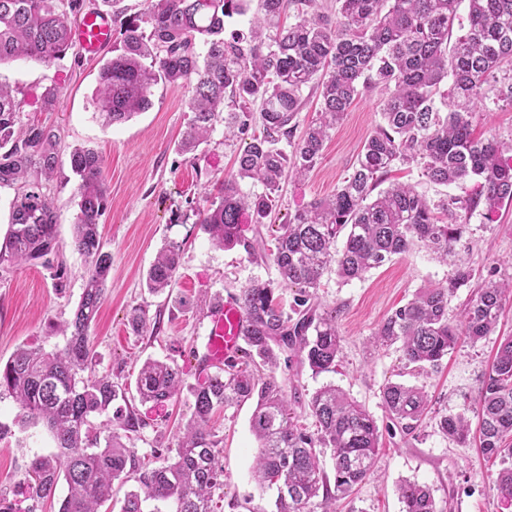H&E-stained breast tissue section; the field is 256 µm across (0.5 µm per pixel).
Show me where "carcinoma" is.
I'll return each mask as SVG.
<instances>
[{
    "instance_id": "obj_1",
    "label": "carcinoma",
    "mask_w": 512,
    "mask_h": 512,
    "mask_svg": "<svg viewBox=\"0 0 512 512\" xmlns=\"http://www.w3.org/2000/svg\"><path fill=\"white\" fill-rule=\"evenodd\" d=\"M463 1L464 24L458 14ZM101 2L112 11L121 42L120 53L100 69L96 89L107 122L122 124L144 111L152 87L163 81L191 87L192 118L181 151L207 142L221 116L226 139L254 131L236 170L207 194L200 213L202 229L219 247L259 255L262 227L282 181L307 176L329 131L362 91H380L383 123L331 198L310 203L272 230L273 262L281 281L295 289L293 305L285 310L264 282L239 291L245 361L225 363L196 381L194 411L175 455L151 468L141 466L118 432L103 436L93 426V418L124 396L111 376L92 370L89 343L112 268L99 233L108 188L103 157L87 147L71 151L78 207L73 244L89 269L72 317L56 326L66 345L56 352L22 347L0 366V394L14 399L22 422L43 425L55 443V451L31 461L25 500L49 498L63 482L59 512H101L112 500L114 481L132 472L138 487L120 512H145L149 500L167 504L166 512H216L224 500V464L211 414L254 399L250 428L261 450L253 473L260 488L276 490V512H332L333 502L372 474L378 426L362 405L329 384L307 402L315 421V430L307 431L275 369L284 355L315 376L336 372L342 352L336 308L316 302L331 265L344 282L361 279L416 241L446 262L458 255L467 218L478 207L490 221L504 201L512 202V163L504 158L512 144L495 136L477 139L471 130L474 112L512 105V0H336L334 19L315 10V0H257L248 28L230 31L226 20L244 14L250 0H146L133 17L117 8L121 0ZM290 10L295 22L285 26L281 18ZM83 12L84 0H0V65L27 59L49 66L61 59L72 45V17ZM456 25L464 34L454 38ZM309 86L319 92L321 110L288 154L278 144L291 139ZM23 105L0 83V186H18L0 262L15 264L45 259L56 246L53 202L28 176L54 175L57 135L40 124L19 125ZM397 162L419 165L437 184L474 180V193L442 202L449 221L439 224L434 204L411 186L379 189ZM244 182L260 184L262 192L243 191ZM246 214L256 224L250 237L242 229ZM180 251L176 242L158 251L146 272L150 293L171 287ZM473 279L471 267L455 264L448 286L422 288L384 318L375 342L399 345L405 365L424 370L461 342L490 335L512 282L482 281L456 322H449V294ZM182 386L180 370L157 359L146 360L135 381L143 403H165ZM381 398L405 433L428 407L423 389L403 383H387ZM470 412L479 418L483 456L499 464V495L512 503V336L500 341L480 381L477 406L441 416L439 431L466 443ZM324 448L332 451L331 475L320 465ZM397 492L402 512H437L427 485L405 480Z\"/></svg>"
}]
</instances>
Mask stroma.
Wrapping results in <instances>:
<instances>
[{
    "label": "stroma",
    "mask_w": 512,
    "mask_h": 512,
    "mask_svg": "<svg viewBox=\"0 0 512 512\" xmlns=\"http://www.w3.org/2000/svg\"><path fill=\"white\" fill-rule=\"evenodd\" d=\"M111 50L95 57L73 47L65 58L46 66L30 60L0 65V80L17 90L24 106L21 123L51 127L59 137V163L43 192L56 206L57 251L49 263L0 265V361L22 345L63 349L65 336L55 326L69 319L82 293L89 264L72 245L77 214L71 172L73 147L97 150L104 158L108 209L99 226L112 256L106 298L89 336L96 373L111 375L126 390L130 407L142 420L126 444L139 457L173 454L181 430L193 412L190 386L197 379L196 354L202 353L207 318L201 310L210 297L239 292L261 281L279 283L272 258L251 259L236 249L214 246L199 224L206 208V190L234 169L241 139H225L223 122H216L195 152L178 149L192 114L188 87L164 82L152 89L148 109L132 120L109 125L99 116L93 98L99 70ZM58 86L60 97L52 110L40 106L46 87ZM381 122L378 92L359 95L345 119L331 130L322 156L302 180L284 183L275 218L310 202L331 196L351 172L358 153ZM389 182L406 183L431 202L444 196H466L469 186L433 184L416 166L396 165ZM181 246V259L169 293L155 296L145 287V274L161 246ZM457 250L475 272L476 281L512 280V202L503 204L492 219L473 215ZM452 268L421 245L394 256L364 278L341 281L328 270L318 290L322 302L339 308L337 326L343 351L336 372L312 376L297 362L281 361L276 376L285 388H298L302 399L326 383L344 389L362 404L379 428V450L373 475L349 498L337 501L336 512H401L396 487L405 479L427 484L438 512H512V505L496 490L497 467L486 461L477 438L457 444L444 437L437 423L441 415L474 404L501 337L512 335V298L504 303L495 332L477 343L464 344L438 367L418 371L404 365L397 347H378L371 339L381 321L407 303L419 288L447 284ZM143 307L147 327L134 333L126 314ZM178 364L185 388L162 406L140 403L135 380L146 358ZM389 382L424 388L431 405L418 427L402 433L382 406L381 391ZM254 402L216 413L213 425L224 450V501L218 512H276V493L261 490L251 470L259 452L250 431ZM18 409L9 395L0 396V424L8 434L0 438V491L25 494L31 459L52 450L51 435L43 426H20Z\"/></svg>",
    "instance_id": "35a3bbf8"
}]
</instances>
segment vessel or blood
Returning <instances> with one entry per match:
<instances>
[{
  "mask_svg": "<svg viewBox=\"0 0 512 512\" xmlns=\"http://www.w3.org/2000/svg\"><path fill=\"white\" fill-rule=\"evenodd\" d=\"M115 34L108 16L92 13L84 15L72 30L73 38L91 55L105 50ZM245 320L237 295L227 294L211 308L203 351L207 364L219 365L240 356Z\"/></svg>",
  "mask_w": 512,
  "mask_h": 512,
  "instance_id": "vessel-or-blood-1",
  "label": "vessel or blood"
}]
</instances>
